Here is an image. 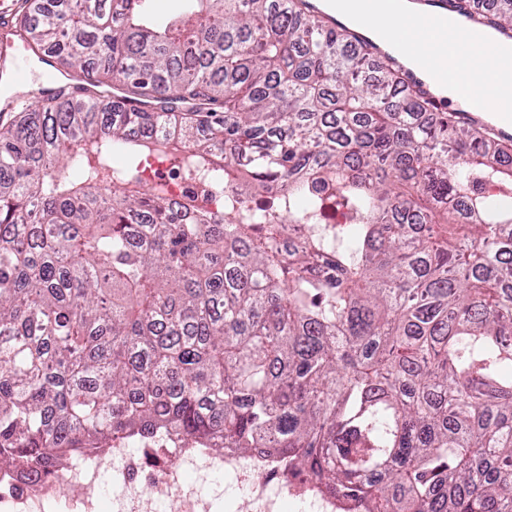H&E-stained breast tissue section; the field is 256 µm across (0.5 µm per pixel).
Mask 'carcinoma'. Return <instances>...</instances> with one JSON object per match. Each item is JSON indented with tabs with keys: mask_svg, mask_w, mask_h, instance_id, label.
<instances>
[{
	"mask_svg": "<svg viewBox=\"0 0 512 512\" xmlns=\"http://www.w3.org/2000/svg\"><path fill=\"white\" fill-rule=\"evenodd\" d=\"M473 18L507 35L512 0ZM13 32L122 98H19L0 135L1 462L173 431L358 512H512L511 138L308 0H40ZM150 150L277 194L212 222ZM139 170L142 182L148 186L161 188L165 198L180 204H189L213 217L224 216V198L186 182L170 169L163 156L150 154L143 157Z\"/></svg>",
	"mask_w": 512,
	"mask_h": 512,
	"instance_id": "cac0c4a2",
	"label": "carcinoma"
}]
</instances>
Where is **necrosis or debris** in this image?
<instances>
[{
  "label": "necrosis or debris",
  "instance_id": "obj_1",
  "mask_svg": "<svg viewBox=\"0 0 512 512\" xmlns=\"http://www.w3.org/2000/svg\"><path fill=\"white\" fill-rule=\"evenodd\" d=\"M139 170L142 182L161 188L165 198L223 217V198L186 182L163 156L143 157ZM110 456L123 460L113 472L119 490L112 500L113 512H156L160 501L165 502L166 512H214L212 501L185 483L181 470L185 464L202 476L221 470L240 479L247 489L241 512H282L287 498L304 503L307 512H354L350 504L328 494L304 473L260 450L244 454L233 448H196L185 443L176 447L166 436L145 442L132 453L120 435L80 459H59L45 467L1 463L0 512H41L43 504L57 499L63 490L71 512H99V468Z\"/></svg>",
  "mask_w": 512,
  "mask_h": 512
}]
</instances>
